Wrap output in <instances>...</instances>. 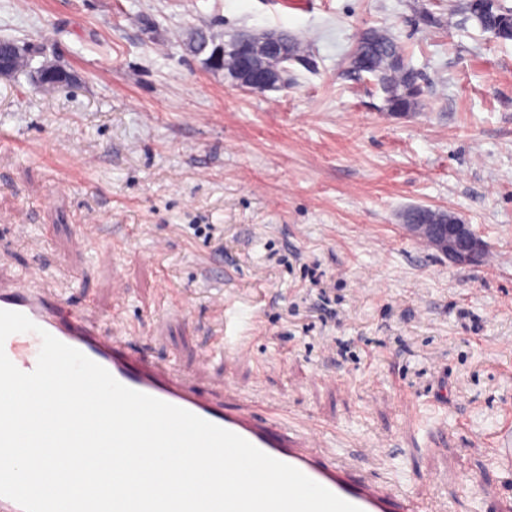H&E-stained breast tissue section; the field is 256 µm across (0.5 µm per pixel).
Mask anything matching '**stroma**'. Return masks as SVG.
I'll list each match as a JSON object with an SVG mask.
<instances>
[{"label":"stroma","instance_id":"obj_1","mask_svg":"<svg viewBox=\"0 0 512 512\" xmlns=\"http://www.w3.org/2000/svg\"><path fill=\"white\" fill-rule=\"evenodd\" d=\"M459 4L0 0V38L74 78L42 93L0 76V275L88 303L98 326L121 312L157 361L322 425L326 456L357 449L428 512L512 495L486 448L512 424V40ZM369 28L407 45L417 110L389 112L350 71ZM194 29L285 33L309 61L252 93L186 51ZM417 206L471 224L483 261L410 234ZM90 212L102 233L72 250ZM219 295L253 357L202 367Z\"/></svg>","mask_w":512,"mask_h":512}]
</instances>
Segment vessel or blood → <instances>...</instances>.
Masks as SVG:
<instances>
[{
    "mask_svg": "<svg viewBox=\"0 0 512 512\" xmlns=\"http://www.w3.org/2000/svg\"><path fill=\"white\" fill-rule=\"evenodd\" d=\"M211 306L222 315L219 348L240 359L251 357L250 344L242 340L232 322L229 303L218 296ZM0 310L26 315L40 330L106 368L121 384L238 434L268 455L296 467L361 512H418L412 500L364 476L357 458L348 455L335 462L324 457L319 451V425L308 426L306 435L300 437L276 410L260 414L246 404L229 402L227 390L213 394L202 391L189 376L159 363L146 350L134 348L132 336H114L96 328L52 291L14 278L0 279ZM1 348L20 370L29 372L37 364L41 339L38 333H16Z\"/></svg>",
    "mask_w": 512,
    "mask_h": 512,
    "instance_id": "vessel-or-blood-1",
    "label": "vessel or blood"
}]
</instances>
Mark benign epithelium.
Masks as SVG:
<instances>
[{
  "mask_svg": "<svg viewBox=\"0 0 512 512\" xmlns=\"http://www.w3.org/2000/svg\"><path fill=\"white\" fill-rule=\"evenodd\" d=\"M226 55L239 58L240 66L227 76L240 88L248 91L275 89L282 84L281 71L288 62V48L274 35L235 40L217 46L215 61L207 67L220 71L219 61ZM413 214L407 228L410 233L424 237L437 251L456 264H479L486 246L472 225L450 218L443 224H421Z\"/></svg>",
  "mask_w": 512,
  "mask_h": 512,
  "instance_id": "benign-epithelium-1",
  "label": "benign epithelium"
}]
</instances>
